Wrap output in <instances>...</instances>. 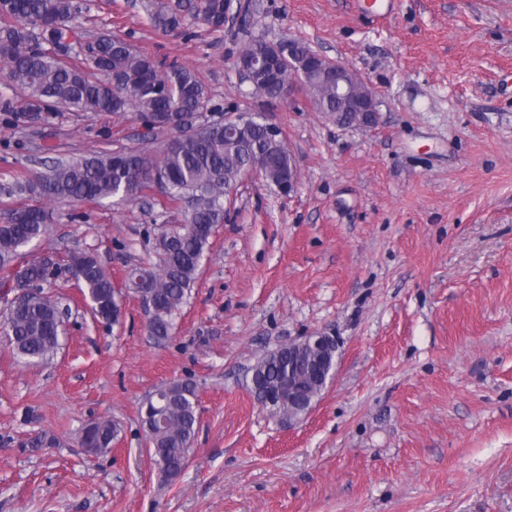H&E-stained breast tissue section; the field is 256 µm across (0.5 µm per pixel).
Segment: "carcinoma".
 I'll return each instance as SVG.
<instances>
[{"instance_id": "obj_1", "label": "carcinoma", "mask_w": 512, "mask_h": 512, "mask_svg": "<svg viewBox=\"0 0 512 512\" xmlns=\"http://www.w3.org/2000/svg\"><path fill=\"white\" fill-rule=\"evenodd\" d=\"M183 5L159 8L149 13L152 23L164 32L184 28ZM192 19L213 31L224 29V0H197L190 5ZM81 11L75 0H3L0 4V79L13 95L0 94V114L15 129L28 128L36 112L45 122L54 112L99 113L124 116L134 112L146 120L155 112L169 113V121L154 129L171 143L159 154L118 145L65 160L46 171L0 183V203L6 205L0 218V267L18 259L24 249L49 232L53 212L49 205L65 201L134 202L153 186L161 189L164 209L187 206V223L176 224L156 238V261L137 266L126 280L127 291L144 287L154 294L152 336L168 337L173 315L181 309L197 280L200 263L210 249L211 230L224 223L225 192L237 184L245 169L259 167L261 178L276 189L288 182L291 155L285 139L267 137L262 124L252 123L238 132H224V121L206 124L209 97L196 69L172 62L157 63L127 38L101 34L89 43L91 55L71 56L69 33L78 24ZM271 53L260 38L253 37L240 48L241 59L258 68ZM291 79L288 51H283L276 72L268 79L252 76V95L260 100L259 111L272 112L282 102L283 89ZM318 110L336 116L342 125L352 124L343 110L336 88L305 80ZM28 198L34 204L17 202ZM76 279L75 287L91 299L97 319L112 322V307L123 296L115 288L97 256L89 250H74L64 263ZM29 280L46 281L44 260L35 256L24 262ZM58 300L49 296L20 298L11 312L0 313L4 332L15 354L33 363H47L60 347ZM288 372V347L282 346L251 368L250 391L261 394L275 387ZM163 406L166 423L148 435L149 455L165 478L176 477L186 466L198 423L197 386L191 381H173ZM116 423L106 419L86 425L81 445L103 453L118 436Z\"/></svg>"}]
</instances>
